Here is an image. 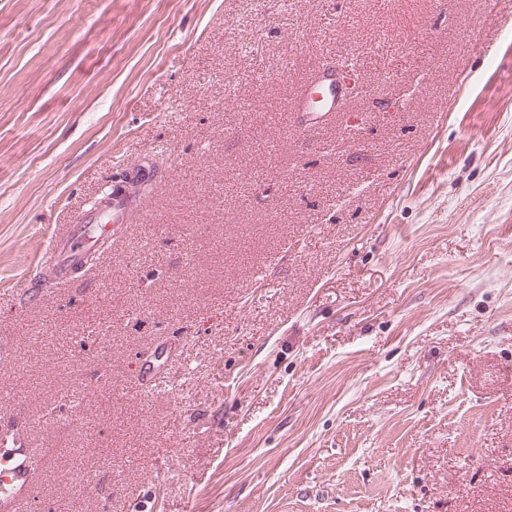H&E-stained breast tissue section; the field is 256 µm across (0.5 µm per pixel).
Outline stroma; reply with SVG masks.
Returning <instances> with one entry per match:
<instances>
[{"label":"stroma","mask_w":512,"mask_h":512,"mask_svg":"<svg viewBox=\"0 0 512 512\" xmlns=\"http://www.w3.org/2000/svg\"><path fill=\"white\" fill-rule=\"evenodd\" d=\"M139 165L146 222L33 291ZM7 429L25 512H512L504 5L0 0ZM305 92H298L287 102L285 112H299L306 118L305 122L290 126V132L302 134L317 127L318 120L325 116L321 112H336L343 100V86L339 76L331 69L317 70L307 83ZM315 90L323 93V100L315 103ZM308 122V123H307Z\"/></svg>","instance_id":"stroma-1"}]
</instances>
